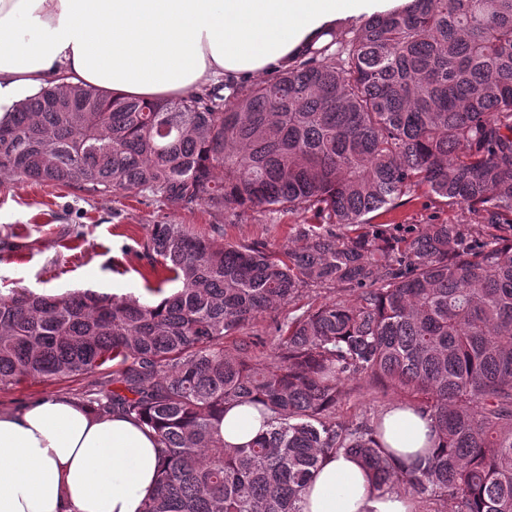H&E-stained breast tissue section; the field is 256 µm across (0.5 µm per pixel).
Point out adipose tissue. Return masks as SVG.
<instances>
[{
  "mask_svg": "<svg viewBox=\"0 0 512 512\" xmlns=\"http://www.w3.org/2000/svg\"><path fill=\"white\" fill-rule=\"evenodd\" d=\"M403 0H0V117L46 86H91L115 97L169 101L201 87L270 75L338 20ZM390 454L411 464L427 453L430 420L396 404L382 414ZM266 421L228 408L227 446L250 443ZM153 432L121 412L94 414L44 397L0 413V512H140L155 489ZM303 512H413L408 496L374 490L361 465L321 462Z\"/></svg>",
  "mask_w": 512,
  "mask_h": 512,
  "instance_id": "obj_1",
  "label": "adipose tissue"
}]
</instances>
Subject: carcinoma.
<instances>
[{
	"instance_id": "carcinoma-1",
	"label": "carcinoma",
	"mask_w": 512,
	"mask_h": 512,
	"mask_svg": "<svg viewBox=\"0 0 512 512\" xmlns=\"http://www.w3.org/2000/svg\"><path fill=\"white\" fill-rule=\"evenodd\" d=\"M330 35L224 95L49 87L0 120L1 180L311 216L278 251L151 225L137 247L159 301L0 293V388L115 366L87 407L155 431L142 512H302L339 452L435 512H512V0H409ZM422 196L480 222L372 223ZM325 288L350 298L276 323L275 355L244 335ZM353 381L402 392L435 428L431 455L406 466L384 452L381 420L337 419ZM239 403L269 429L229 448L220 419Z\"/></svg>"
}]
</instances>
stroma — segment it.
Listing matches in <instances>:
<instances>
[{
	"label": "stroma",
	"mask_w": 512,
	"mask_h": 512,
	"mask_svg": "<svg viewBox=\"0 0 512 512\" xmlns=\"http://www.w3.org/2000/svg\"><path fill=\"white\" fill-rule=\"evenodd\" d=\"M447 218V208L419 199L377 215L375 221L417 228ZM309 220V215L285 210L239 217L220 215L202 205L172 211L133 192L89 194L75 185L6 180L0 182V292L26 287L47 293L85 288L140 293L156 278L146 260L129 248L145 238L150 225L186 224L227 244L261 242L276 250ZM90 381L87 375L31 379L0 389V412L20 410L46 396L81 400ZM403 400L396 390L375 397L354 389L336 415L355 422Z\"/></svg>",
	"instance_id": "1"
}]
</instances>
